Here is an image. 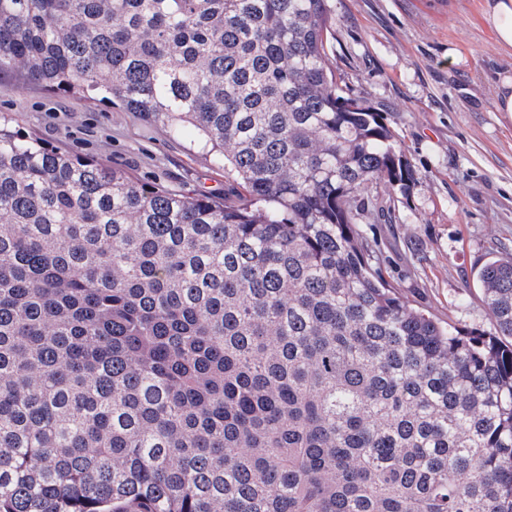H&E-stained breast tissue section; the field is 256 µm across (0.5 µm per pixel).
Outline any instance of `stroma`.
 I'll list each match as a JSON object with an SVG mask.
<instances>
[{
	"label": "stroma",
	"mask_w": 512,
	"mask_h": 512,
	"mask_svg": "<svg viewBox=\"0 0 512 512\" xmlns=\"http://www.w3.org/2000/svg\"><path fill=\"white\" fill-rule=\"evenodd\" d=\"M483 0H329L330 64L341 85L385 112L415 171L405 191L378 189L389 216L364 229L384 277L440 322L491 330L478 270L512 254V114L494 108L512 55L481 18ZM0 114L59 150L140 182L223 197V168L189 134L118 105L0 78Z\"/></svg>",
	"instance_id": "stroma-1"
}]
</instances>
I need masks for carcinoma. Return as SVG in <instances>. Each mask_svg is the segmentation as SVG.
<instances>
[{
  "instance_id": "1",
  "label": "carcinoma",
  "mask_w": 512,
  "mask_h": 512,
  "mask_svg": "<svg viewBox=\"0 0 512 512\" xmlns=\"http://www.w3.org/2000/svg\"><path fill=\"white\" fill-rule=\"evenodd\" d=\"M328 0H0V76L119 100L224 201L0 123V512H512V258L442 324L360 224L415 171Z\"/></svg>"
}]
</instances>
